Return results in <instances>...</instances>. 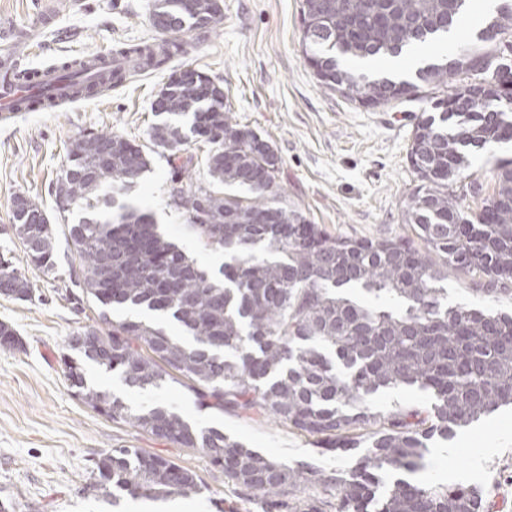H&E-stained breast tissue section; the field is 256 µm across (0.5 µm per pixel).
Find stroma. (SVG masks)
Instances as JSON below:
<instances>
[{
  "label": "stroma",
  "instance_id": "1",
  "mask_svg": "<svg viewBox=\"0 0 512 512\" xmlns=\"http://www.w3.org/2000/svg\"><path fill=\"white\" fill-rule=\"evenodd\" d=\"M154 0H53L54 28L16 38L24 63L41 69L67 57L109 53L119 45L155 38ZM301 0H224V18L197 49L173 67L204 71L224 89L239 123L267 141L280 159L279 185L290 203L332 235L402 237L411 230L403 210L418 178L408 158L414 126L439 93L420 86L410 99L366 107L320 86L301 51ZM168 77L147 72L105 95L43 112L0 119V255L32 283V298L0 295V323L16 329L22 348L0 346V504L12 512H263L258 498L215 470L200 450L181 448L83 404L66 378L61 356L73 336L96 323L83 301L74 246L56 241L57 272L47 278L30 264L12 229L11 203L24 193L55 212V182L71 144L83 135L116 132L149 145L151 103ZM151 170L123 199L152 214L161 229L201 266L215 271L221 253L201 247L184 230L185 217L169 204L171 169L151 153ZM512 162V142L471 153L465 173L482 196L460 201L465 217L492 194L498 165ZM87 377L139 410L162 403L190 422L216 427L262 455L294 467L349 472L356 455L324 452L314 437L268 417L201 407L178 383L154 390L123 384L118 374L87 365ZM373 404L383 411L412 407L430 413L429 392L414 386L385 389ZM115 448H137L195 472L199 495L119 504L84 494L93 462ZM463 483L475 487L490 512H512V405L429 442L418 468L386 473L385 482Z\"/></svg>",
  "mask_w": 512,
  "mask_h": 512
}]
</instances>
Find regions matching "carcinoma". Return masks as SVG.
<instances>
[{
	"instance_id": "carcinoma-1",
	"label": "carcinoma",
	"mask_w": 512,
	"mask_h": 512,
	"mask_svg": "<svg viewBox=\"0 0 512 512\" xmlns=\"http://www.w3.org/2000/svg\"><path fill=\"white\" fill-rule=\"evenodd\" d=\"M463 0H320L324 20L312 40L302 36L305 61L319 83L372 106L407 98L416 85L368 79L343 67L349 59L398 57L451 29ZM169 38L119 50V67L96 75L95 89L120 86L145 71L164 69L188 53L198 18L217 24L222 0H197L196 16L183 0H155L150 22ZM512 38V0L485 20L476 42L418 70L420 82L443 92L439 117L421 120L408 149L419 185L409 195L404 221L415 238L332 236L282 195L279 158L224 103V89L197 69L170 73L159 92L154 147L167 152L172 182L190 172L195 156L183 145L192 133L209 145L212 182L238 186L249 197L219 196L208 186H174L170 205L185 231L204 248L224 253L213 276L168 240L146 213L120 204V217L84 218L68 226L82 271L76 280L99 309V325L74 337L62 362L75 394L93 410L180 448L201 450L226 478L260 497L264 512H479L475 489L462 484L419 485L398 480L377 496L382 474L417 466L425 441L453 437L502 406L512 405V315L491 314L443 302L448 272L490 297L512 296V163L496 174L477 222L462 215L458 199L467 156L491 143L512 140V66L496 54ZM62 81L86 86L78 59L63 63ZM191 118L189 131L177 124ZM231 152L236 162H226ZM150 170L142 146L115 133H90L74 141L56 181L58 213L112 189L123 194ZM265 176L274 192L248 182ZM14 229L29 262L43 275L55 269L58 229L31 197L11 205ZM207 223L198 224V213ZM106 269L110 279L94 278ZM0 281L14 298L29 300L32 286L0 257ZM359 288L360 301L344 293ZM139 308L177 324L180 335L142 320L114 321L115 308ZM120 375L132 389L163 386L180 377L197 402L271 417L314 436L332 451L358 447L346 431L374 427L359 464L346 477L308 467L291 468L234 441L213 427L191 424L174 407L132 411L121 399L90 384L85 363ZM417 385L433 396L427 416L417 409L382 413L371 395ZM84 491L111 490L145 499L191 496L201 491L194 472L160 454L116 448L94 462ZM316 487L336 489L324 510L301 497Z\"/></svg>"
}]
</instances>
